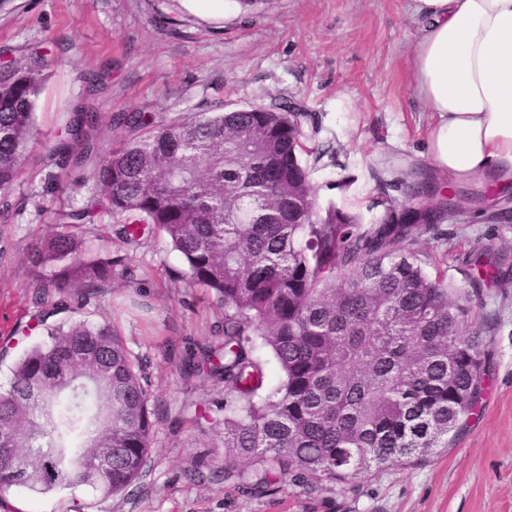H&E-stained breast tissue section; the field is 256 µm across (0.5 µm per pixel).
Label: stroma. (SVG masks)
<instances>
[{"mask_svg":"<svg viewBox=\"0 0 512 512\" xmlns=\"http://www.w3.org/2000/svg\"><path fill=\"white\" fill-rule=\"evenodd\" d=\"M421 24L412 0H263L247 12L236 0H9L0 8V47L35 49L51 61L35 104L33 152L54 143L84 91L82 75L100 68L107 87L95 104L105 114L145 107L172 117L285 97L313 115L309 144L324 153L314 174L321 199L376 217L383 200H404L391 185L390 159L428 163L430 115L413 97L408 68ZM95 190L79 169L50 191L35 165L21 173L16 192L25 203L0 222V391L15 360L42 339L27 296L37 271L32 247L55 232L60 209L83 205ZM496 213L485 199L416 248L427 271H444L450 288L471 297L489 351L481 410L447 447L372 470L344 494L327 485L252 497L220 477L195 480L199 467L224 458L216 424L224 397L184 378L178 358L208 336L219 313L202 289L180 287L184 262L154 233L128 250L143 288H113L89 308L92 321L114 325L147 360L160 411L143 477L104 501L85 486L40 496L14 487L0 494V512H15L17 500L32 512H72L77 502L100 512H512V222ZM478 258L498 261L495 278L478 281ZM198 401L209 402L208 419L197 417Z\"/></svg>","mask_w":512,"mask_h":512,"instance_id":"35a3bbf8","label":"stroma"}]
</instances>
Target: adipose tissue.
Wrapping results in <instances>:
<instances>
[{"instance_id":"ef3b65f1","label":"adipose tissue","mask_w":512,"mask_h":512,"mask_svg":"<svg viewBox=\"0 0 512 512\" xmlns=\"http://www.w3.org/2000/svg\"><path fill=\"white\" fill-rule=\"evenodd\" d=\"M428 23L409 60L433 121L434 170L467 185L512 182V0H414Z\"/></svg>"}]
</instances>
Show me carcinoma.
Wrapping results in <instances>:
<instances>
[{"instance_id": "1", "label": "carcinoma", "mask_w": 512, "mask_h": 512, "mask_svg": "<svg viewBox=\"0 0 512 512\" xmlns=\"http://www.w3.org/2000/svg\"><path fill=\"white\" fill-rule=\"evenodd\" d=\"M48 66L37 50L0 66L5 221L19 208L12 194ZM106 79L84 75L65 136L40 157L47 184L87 168L100 190L33 248L43 274L28 285L30 303L47 340L17 359L0 392V435L33 472L23 487L88 486L105 500L145 472L156 415L146 365L113 325L86 318L112 281L140 287L131 257L91 251L81 228L102 214L125 244H139L145 226L163 234L186 263L185 283L222 309L219 343L185 348L181 370L224 389V481L250 496L323 482L343 492L373 469L448 445L480 410L489 366L470 300L417 263L419 235L440 221L392 203L368 221L321 200L306 160L323 157L305 145L310 115L286 100L263 111L105 116L90 98ZM416 174L396 179L410 202ZM52 310L70 316L49 323ZM81 341L106 354V370L68 355ZM259 348L280 374L268 393ZM99 441L113 448L108 469L86 458Z\"/></svg>"}]
</instances>
